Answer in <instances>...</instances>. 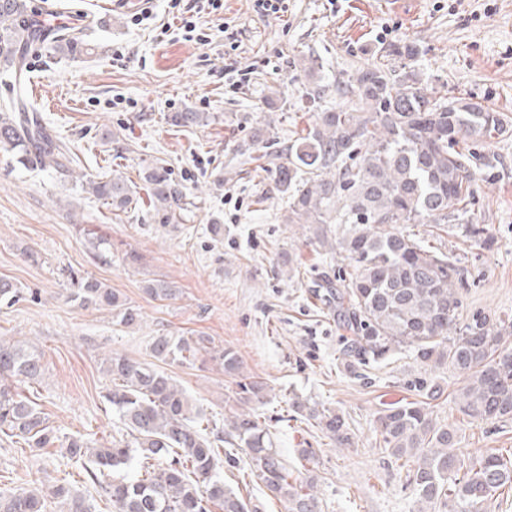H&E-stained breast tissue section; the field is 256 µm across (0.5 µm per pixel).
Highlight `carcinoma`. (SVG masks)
Wrapping results in <instances>:
<instances>
[{
    "label": "carcinoma",
    "instance_id": "carcinoma-1",
    "mask_svg": "<svg viewBox=\"0 0 512 512\" xmlns=\"http://www.w3.org/2000/svg\"><path fill=\"white\" fill-rule=\"evenodd\" d=\"M75 54L76 39L46 30L28 0H0V81L15 94L0 104V149L24 168L64 174L70 149L43 127L25 96L28 55L36 47ZM354 100L344 108L324 107L306 134L273 156L276 189L288 196L285 224H305L309 243L340 255L352 271L338 276L336 309L352 333L343 354L383 362L398 348L413 350L427 364L444 360L466 381L460 410L473 421L512 420V346L507 328L485 316L463 318L460 288L464 273L458 261L414 232L418 224L438 231L449 224L460 235L484 244L487 229L468 218L477 191V176L468 155L456 146L491 138L503 129L499 112L465 97L433 98L414 71L402 75L386 64L362 67L343 82ZM208 112H176L171 120L184 127L206 126ZM153 186L155 208L170 212L178 200L165 173H143ZM82 189L115 211L134 200L133 184L120 174L104 180L78 177ZM155 299L176 296L157 281L146 288ZM20 288L0 277V302L12 304ZM82 306L104 308L124 327L139 323V312L95 279H83L72 293ZM152 357L161 362L190 363L200 353L218 362L224 373L241 374L242 363L230 349L212 346L204 336L152 338ZM112 389L106 395L112 415L128 430L129 442L98 447L84 438H67L62 457L84 470L98 497L76 490L68 478L40 490L18 487L0 491V512H253L249 503L224 485L217 467H233L247 458V469L288 512H318L313 483L292 479L268 430L254 409L262 387L238 382L235 399L242 409L230 412L223 425L206 417L176 380L123 355L105 358ZM41 355L15 341L0 339V434L30 448H50L58 437L39 405L14 383L41 375ZM426 400L395 403L378 418L384 447L401 457L417 455L407 472L418 505L432 512L444 501L448 512H486L497 492L512 489V459L491 452L466 465L454 451L455 430L433 420L430 400L435 385L422 381ZM288 407L314 421L339 448L352 445L342 414L298 396ZM125 473L103 485L98 475Z\"/></svg>",
    "mask_w": 512,
    "mask_h": 512
}]
</instances>
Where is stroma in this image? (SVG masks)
Here are the masks:
<instances>
[{"label":"stroma","instance_id":"obj_1","mask_svg":"<svg viewBox=\"0 0 512 512\" xmlns=\"http://www.w3.org/2000/svg\"><path fill=\"white\" fill-rule=\"evenodd\" d=\"M68 2L88 19L70 30L84 50L33 54L37 94L29 103L51 137L69 146L74 172L123 175L139 201L113 211L71 175L29 170L0 152V277L22 290L18 302L0 305V337L41 351L43 377L18 390L39 404L58 436L80 434L97 446L127 440L105 399L111 381L103 360L118 353L153 364L151 338L164 332L211 338L267 385L260 421L294 477L313 481L320 512H416L407 482L416 460L393 456L375 427L389 404L421 400V381L439 386L433 416L455 430L461 459L512 450V421L479 423L460 412L464 380L448 365L421 363L408 349L382 363H346L336 307L313 292L315 281L335 278L346 263L310 245L301 225L283 223L286 198L264 159L308 129L316 107L344 103L338 80L390 45H415L412 67L429 94L467 97L503 116L499 135L470 150L478 177L471 213L492 244L448 234L440 247L465 270L464 316L512 322V0H286L279 19L256 15L250 0H224L223 11L197 18L209 36L204 44L161 36L169 0H152L151 17L139 26L130 13L104 11L103 0ZM227 27L236 42L225 39ZM230 62L249 70L248 84L235 89L220 79ZM189 109L210 113L211 122H172ZM149 168L163 169L180 193L170 219L142 179ZM215 223L223 234L211 233ZM90 230L111 242L106 257L90 251ZM292 259L301 270L296 279L288 276ZM81 278L122 294L140 324L125 328L110 311L79 307L70 288ZM156 281L176 288V299L149 297L145 288ZM164 370L208 415H227L236 379L216 362ZM292 390L343 414L352 446L337 447L293 416ZM302 448L315 451L314 468L303 467ZM61 461L59 449L0 435V477L16 485L48 487ZM217 473L257 512H286L240 467L224 464Z\"/></svg>","mask_w":512,"mask_h":512}]
</instances>
